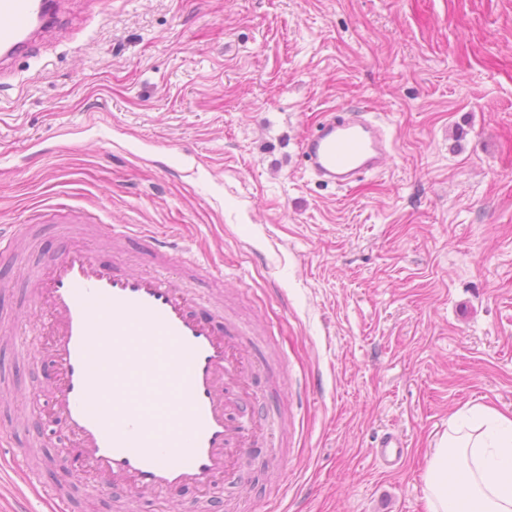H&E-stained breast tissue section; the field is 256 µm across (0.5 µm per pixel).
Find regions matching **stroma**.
Here are the masks:
<instances>
[{
	"instance_id": "obj_1",
	"label": "stroma",
	"mask_w": 512,
	"mask_h": 512,
	"mask_svg": "<svg viewBox=\"0 0 512 512\" xmlns=\"http://www.w3.org/2000/svg\"><path fill=\"white\" fill-rule=\"evenodd\" d=\"M59 26L0 84V405L43 468L66 442L30 272L82 234L151 270L100 224L175 234L202 307L249 333L265 432L220 512H425L420 475L451 416L512 413V0H59ZM366 107L394 140L381 173L315 182L323 113ZM66 196L89 220L43 209ZM287 379L279 397L272 377ZM405 454L386 467L379 438ZM57 512L0 454V512Z\"/></svg>"
}]
</instances>
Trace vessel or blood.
Masks as SVG:
<instances>
[{
  "mask_svg": "<svg viewBox=\"0 0 512 512\" xmlns=\"http://www.w3.org/2000/svg\"><path fill=\"white\" fill-rule=\"evenodd\" d=\"M45 17L46 0H0V54L27 46ZM390 147L378 118L331 112L302 155L316 179L343 189L379 173ZM106 233L145 243L155 263L168 255L154 230L127 224ZM32 277L52 332L53 411L73 440L59 451L61 465L94 474L98 494L124 488L134 505L229 480L254 444L224 396L244 366L243 331L220 311L197 310L178 281L120 271L86 243L46 256ZM379 448L390 467L403 455L391 433Z\"/></svg>",
  "mask_w": 512,
  "mask_h": 512,
  "instance_id": "obj_1",
  "label": "vessel or blood"
}]
</instances>
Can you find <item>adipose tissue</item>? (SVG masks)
Segmentation results:
<instances>
[{
	"label": "adipose tissue",
	"instance_id": "1",
	"mask_svg": "<svg viewBox=\"0 0 512 512\" xmlns=\"http://www.w3.org/2000/svg\"><path fill=\"white\" fill-rule=\"evenodd\" d=\"M421 480L426 512H512V416L483 405L456 413Z\"/></svg>",
	"mask_w": 512,
	"mask_h": 512
}]
</instances>
